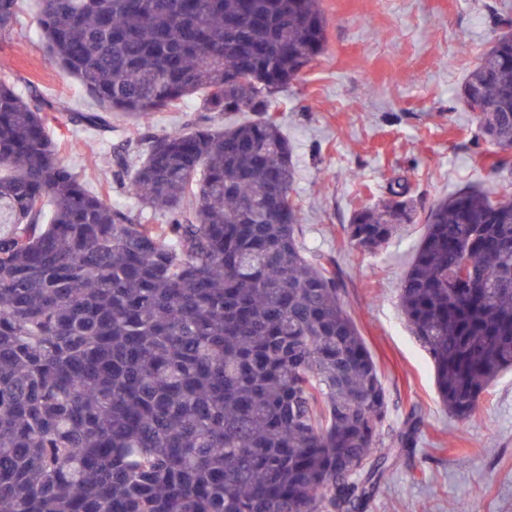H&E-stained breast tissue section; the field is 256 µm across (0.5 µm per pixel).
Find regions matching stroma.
Returning a JSON list of instances; mask_svg holds the SVG:
<instances>
[{
	"mask_svg": "<svg viewBox=\"0 0 512 512\" xmlns=\"http://www.w3.org/2000/svg\"><path fill=\"white\" fill-rule=\"evenodd\" d=\"M322 7L323 55L273 100L293 148L301 241L307 250L333 252L340 266L347 308L387 393L382 441L411 407L424 417L416 445L363 512H456L460 504L469 512H512V371L495 380L478 419L457 429L399 306L424 224L404 225L372 254L351 249L342 234L354 210L377 203L399 177L424 210L469 186L497 189L495 149L479 138L463 86L499 34L496 17L512 16V0H322ZM0 79L73 110L93 106L45 48L35 0H20L18 25L0 36ZM52 130L63 140L59 160L84 171L91 191L138 209L112 180L121 131H77L62 114Z\"/></svg>",
	"mask_w": 512,
	"mask_h": 512,
	"instance_id": "stroma-1",
	"label": "stroma"
}]
</instances>
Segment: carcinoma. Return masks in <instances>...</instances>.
<instances>
[{
    "label": "carcinoma",
    "instance_id": "1",
    "mask_svg": "<svg viewBox=\"0 0 512 512\" xmlns=\"http://www.w3.org/2000/svg\"><path fill=\"white\" fill-rule=\"evenodd\" d=\"M41 37L96 103L74 126L136 128L112 179L162 224L60 163L54 99L0 80V512H362L423 423L387 444L379 369L332 254L298 238L274 93L323 54L319 0H37ZM19 0H0V35ZM463 94L512 152V31ZM484 102L493 112L478 111ZM250 112L243 123L217 118ZM433 204L402 277L405 321L459 428L512 369V181ZM416 210L397 178L343 226L373 253ZM467 277L454 279L456 269ZM202 98V94L190 98L183 107L182 112H155L150 115L149 119L145 120L144 123L146 126H150L151 131H161L173 126L185 124L199 113L196 112V109Z\"/></svg>",
    "mask_w": 512,
    "mask_h": 512
}]
</instances>
